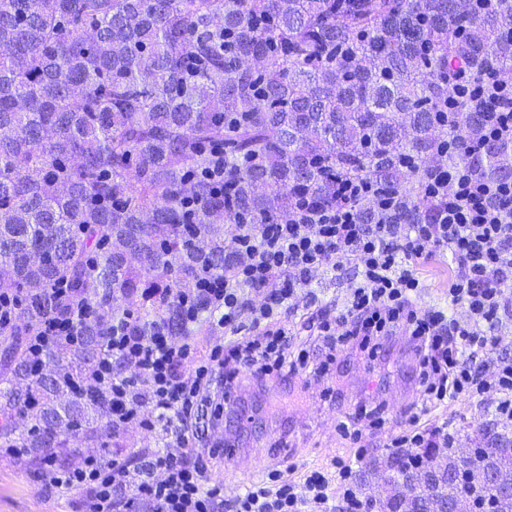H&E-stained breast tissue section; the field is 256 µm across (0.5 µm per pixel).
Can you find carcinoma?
Listing matches in <instances>:
<instances>
[{"label": "carcinoma", "instance_id": "obj_1", "mask_svg": "<svg viewBox=\"0 0 512 512\" xmlns=\"http://www.w3.org/2000/svg\"><path fill=\"white\" fill-rule=\"evenodd\" d=\"M510 22L512 0H0V294L27 319L0 360V447L60 461L112 406L93 328L32 376L38 319L75 301L101 322L132 306L172 319L154 294L193 287L204 266L224 273V225L333 204L350 173L413 189L442 138L483 124L463 102L449 118L440 106L458 68L512 66ZM481 171L512 179V143H487ZM476 442L428 448L419 468L388 457L378 512L434 499L462 512L466 464L509 512L512 438Z\"/></svg>", "mask_w": 512, "mask_h": 512}]
</instances>
